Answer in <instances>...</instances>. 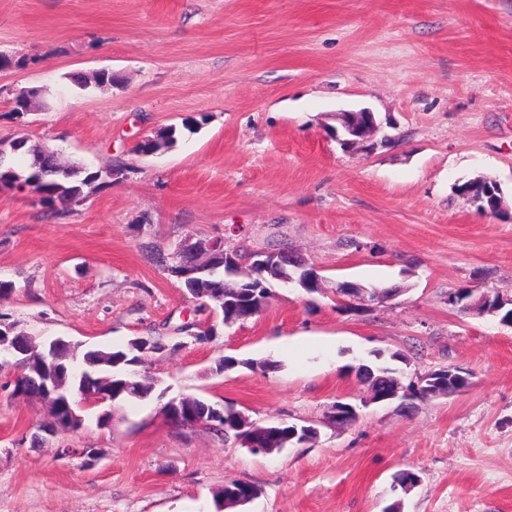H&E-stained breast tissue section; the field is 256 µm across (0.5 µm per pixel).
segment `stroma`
<instances>
[{
  "instance_id": "1",
  "label": "stroma",
  "mask_w": 512,
  "mask_h": 512,
  "mask_svg": "<svg viewBox=\"0 0 512 512\" xmlns=\"http://www.w3.org/2000/svg\"><path fill=\"white\" fill-rule=\"evenodd\" d=\"M0 54L27 60L0 70V139L120 168L61 217L0 193V320L40 341L170 344L145 361L159 397L54 437L45 403L0 371V512H215L232 480L260 490L245 512H512V327L448 304L465 286L512 300V0H0ZM102 68L111 90L67 79ZM29 88L44 107L14 114ZM362 108L392 141L345 152L336 114ZM170 125L174 148L135 152ZM482 177L503 215L456 192ZM215 237L288 248L323 289L276 285L224 326L161 262ZM343 281L400 294L353 312L333 296ZM188 323L215 338L195 343ZM395 352L402 384L448 366L470 384L408 411L371 402L349 369ZM224 356L238 365L220 373ZM181 395L319 435L254 454L169 425L162 401ZM339 402L356 419L327 424ZM403 470L420 477L408 491Z\"/></svg>"
}]
</instances>
